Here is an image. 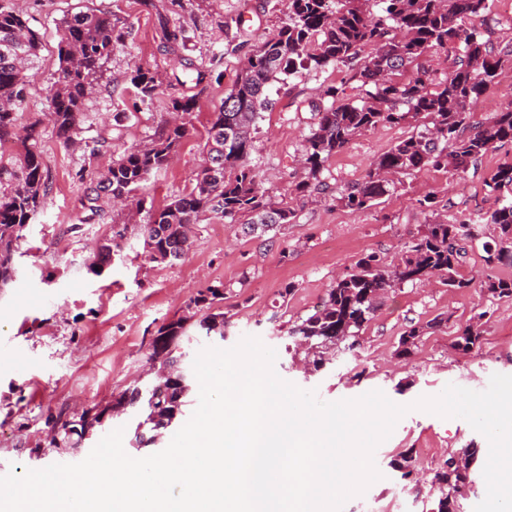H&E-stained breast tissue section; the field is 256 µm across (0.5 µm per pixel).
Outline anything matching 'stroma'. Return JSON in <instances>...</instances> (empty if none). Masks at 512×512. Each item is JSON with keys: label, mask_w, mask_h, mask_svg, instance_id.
Instances as JSON below:
<instances>
[{"label": "stroma", "mask_w": 512, "mask_h": 512, "mask_svg": "<svg viewBox=\"0 0 512 512\" xmlns=\"http://www.w3.org/2000/svg\"><path fill=\"white\" fill-rule=\"evenodd\" d=\"M21 11L40 37L37 76L16 115L18 126L40 120V149L49 174L45 204L31 220L14 255L16 277L0 289V468L15 474L52 464L83 461L115 429L131 439L134 414L106 417L76 446L54 447L58 419L76 418L112 405L115 397L146 382L151 343L158 329L182 316L186 302L207 285H230L224 301L230 319L223 337L190 328L179 348L184 368H192L203 347H234L256 336L275 349V371L324 402L355 399L373 390L409 411L375 450L381 479L350 498L342 512H437L434 474L448 454L473 448L472 483L460 497L461 512H474L486 494L483 467L486 438L461 418L444 419L414 409L419 398L442 392L447 384L481 392L493 374L512 375V300H495L481 286L486 278L512 277V265L486 267L481 241L467 246L460 274L471 287L451 291L440 282L407 283L391 289L353 348H342L327 367L304 371L303 355H290L289 328L319 309L336 279L368 252L393 257L425 221L417 201L434 194L454 212L478 214L500 206L483 176L512 159V143L488 152L478 168L424 170L404 177L394 192L373 208L354 212L336 201L344 187L360 181L370 162L410 135L408 126L380 129L353 139L333 157L324 173L328 193L292 195L302 137L315 122L310 103L329 85L347 80L344 67L298 70L267 89L270 107L257 120L251 165L273 194L299 213L286 235L296 249L281 262L277 250L245 237L239 225L214 218L193 228L188 256L158 264L145 256L138 227L147 223V204L160 207L190 189L204 159L203 145L216 112L236 79L244 58L270 39L285 19V0H6ZM108 12L125 23L130 36L115 45L103 77L84 105L75 144L60 141L44 116L58 69V27L78 12ZM182 39L171 45L165 31ZM156 73L161 86L152 101L141 102L130 83L135 68ZM192 97L183 115L189 135L173 161L151 175L145 207L124 209L111 201L93 212L84 205L86 187L126 148L149 144L172 118L171 100ZM125 113L116 122L115 113ZM84 178H77V171ZM127 225L117 255L101 275L87 269L108 244L112 227ZM251 273L238 286L242 270ZM293 285L281 298L285 285ZM484 313L479 348H454L459 328ZM425 332L410 358L398 356V342L411 326ZM409 455L412 479L395 466Z\"/></svg>", "instance_id": "1"}]
</instances>
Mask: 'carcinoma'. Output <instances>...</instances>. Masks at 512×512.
Returning <instances> with one entry per match:
<instances>
[{"instance_id":"carcinoma-1","label":"carcinoma","mask_w":512,"mask_h":512,"mask_svg":"<svg viewBox=\"0 0 512 512\" xmlns=\"http://www.w3.org/2000/svg\"><path fill=\"white\" fill-rule=\"evenodd\" d=\"M371 2L286 0V22L247 58L208 129L205 162L220 170V178H210L208 168H201L189 192L149 211L148 223L140 225L149 259L171 263L184 258L191 246L188 228L214 214L242 221L244 234L277 247L281 260H288L292 249L282 229L297 222L298 212L265 188L249 156L258 111L268 105L266 87L297 68L319 71L342 65L358 82L350 97L345 89L329 85L321 100L311 103L317 122L302 143V175L293 188L299 198L327 193L329 161L355 137L382 128L407 125L412 134L375 159L361 181L339 192L336 200L349 210L372 208L397 188L402 176L424 169L464 171L497 144L512 142V103L486 118L475 116L478 99L499 83L504 68L512 69V46L497 52L483 32L465 24L469 17H481L487 30L494 29L498 21L491 16V0H383L378 16L370 11ZM126 36L107 13L80 12L63 20L50 96V121L60 138L70 141L79 133L85 98L97 86L114 44ZM40 51L41 41L22 14L0 5V143L11 140L19 148L14 163H0V288L14 281L15 247L49 190L39 150L40 121L22 129L16 125L32 79L28 66ZM434 53L446 65L442 77L432 74L429 57ZM130 83L143 101L160 86L155 73L141 67L132 72ZM326 99L330 104H323ZM187 135L185 124L173 122L149 145L125 150L103 179L90 183L85 195L89 209L96 210L104 195L113 201L131 198L168 165ZM484 184L493 194L512 195V160L488 173ZM417 203L425 214L419 237L404 243L391 261L377 252L365 254L327 289L320 309L289 328L296 343L306 344L314 365L323 364L331 347L358 337L374 315L377 299L398 285L436 277L450 288L471 287L459 268L466 256L462 243L474 237L476 227L484 224L497 231L482 244L484 262L512 263V201L476 217L440 214L431 194ZM484 288L494 298L512 300V279H490ZM224 295L221 283L191 298L185 314L159 329L152 342L154 378L115 400L117 408H137L135 445L148 446L146 433L155 439L153 433L182 414L193 384L170 378L178 361L177 341L189 326L207 336H224ZM486 316L478 313L475 322L459 331L456 350L476 348ZM463 478L450 457L439 467L434 476L440 492L437 512H460L452 491Z\"/></svg>"}]
</instances>
